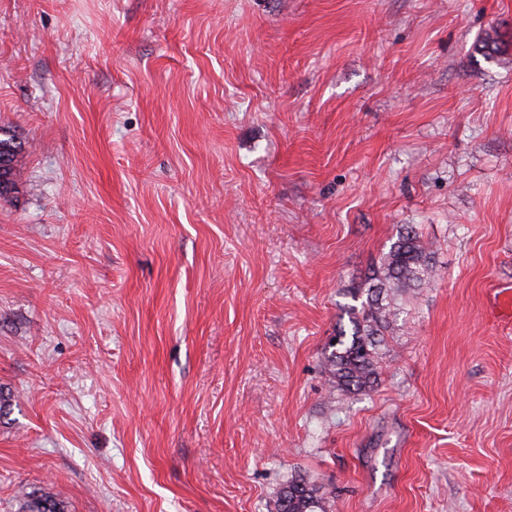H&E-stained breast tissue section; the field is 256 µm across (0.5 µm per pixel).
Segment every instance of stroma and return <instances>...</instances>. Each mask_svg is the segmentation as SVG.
<instances>
[{"instance_id":"stroma-1","label":"stroma","mask_w":512,"mask_h":512,"mask_svg":"<svg viewBox=\"0 0 512 512\" xmlns=\"http://www.w3.org/2000/svg\"><path fill=\"white\" fill-rule=\"evenodd\" d=\"M0 129V512H512V0H0ZM21 147L16 144L14 138L11 136L1 139L0 138V195H6L15 189V174L16 167L19 162ZM2 160L8 163L9 167L5 168L2 172ZM2 176H5L9 185L2 189ZM434 252L412 226L399 231L395 241L366 278L363 288L351 292L342 310L348 318L339 325L326 356L329 382L337 391L360 393L377 384L378 350L385 332L397 320V293L426 288L434 280ZM330 508L326 498L304 478L290 481L274 505L275 512H328Z\"/></svg>"}]
</instances>
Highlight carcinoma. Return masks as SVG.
<instances>
[{
    "mask_svg": "<svg viewBox=\"0 0 512 512\" xmlns=\"http://www.w3.org/2000/svg\"><path fill=\"white\" fill-rule=\"evenodd\" d=\"M21 147L14 138H0V171L8 185L0 195L15 189L16 167ZM433 251L413 227L399 232L380 262L366 278L364 287L351 292L352 304L343 306L349 326L341 325L329 343L326 356L329 382L338 391L360 393L374 388L378 380V350L385 332L397 320L400 309L393 298L411 289L426 288L434 280ZM326 498L304 478L282 489L274 512H330ZM21 512H64V505L50 495L30 496Z\"/></svg>",
    "mask_w": 512,
    "mask_h": 512,
    "instance_id": "carcinoma-1",
    "label": "carcinoma"
}]
</instances>
